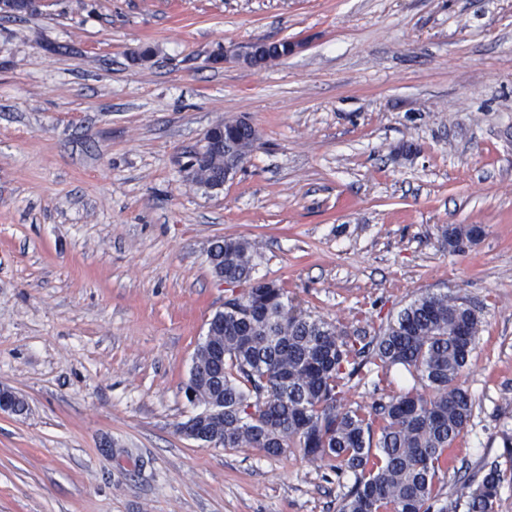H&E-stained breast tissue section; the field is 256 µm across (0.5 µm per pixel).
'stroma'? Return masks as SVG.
Returning <instances> with one entry per match:
<instances>
[{
    "mask_svg": "<svg viewBox=\"0 0 512 512\" xmlns=\"http://www.w3.org/2000/svg\"><path fill=\"white\" fill-rule=\"evenodd\" d=\"M301 43L265 67L230 45ZM259 141L216 194L217 121ZM481 227L448 246L449 228ZM353 336L426 291L482 314L442 502L512 450V0H38L0 17V512H336L326 462L201 448L207 250Z\"/></svg>",
    "mask_w": 512,
    "mask_h": 512,
    "instance_id": "1",
    "label": "stroma"
}]
</instances>
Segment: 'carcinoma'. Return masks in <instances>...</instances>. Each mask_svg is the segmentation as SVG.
<instances>
[{"mask_svg":"<svg viewBox=\"0 0 512 512\" xmlns=\"http://www.w3.org/2000/svg\"><path fill=\"white\" fill-rule=\"evenodd\" d=\"M223 146L191 155L192 181L212 192L228 169L246 162L258 131L224 119L214 125ZM481 230L456 226L448 246L459 249ZM256 243L218 240L208 263L224 282L246 285L213 314L198 346L189 382L214 419L195 425L226 448L278 456L289 448L326 460L336 480L351 481L339 512H496L503 472L494 464L448 507H437V480L448 449L472 415L465 372L482 327L476 306L450 291L416 298L371 340L307 314L288 291L252 277ZM373 365L386 374L398 366L413 385L369 405L346 400L348 384Z\"/></svg>","mask_w":512,"mask_h":512,"instance_id":"obj_1","label":"carcinoma"}]
</instances>
